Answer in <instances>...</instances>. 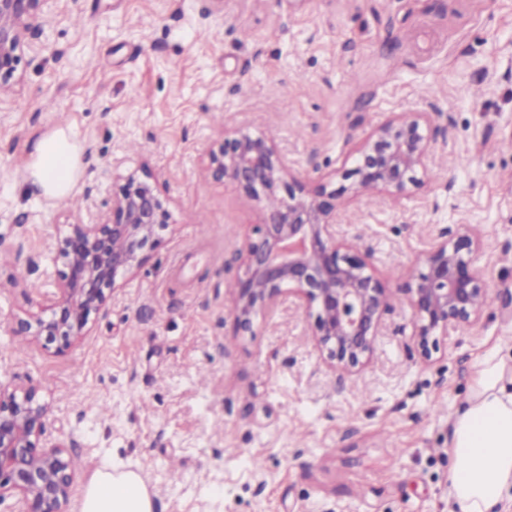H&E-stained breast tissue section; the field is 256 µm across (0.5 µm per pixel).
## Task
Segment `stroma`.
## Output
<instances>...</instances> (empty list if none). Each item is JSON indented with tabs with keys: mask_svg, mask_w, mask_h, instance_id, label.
<instances>
[{
	"mask_svg": "<svg viewBox=\"0 0 512 512\" xmlns=\"http://www.w3.org/2000/svg\"><path fill=\"white\" fill-rule=\"evenodd\" d=\"M43 17L0 98V374L38 389L79 488L110 459L140 473L154 512H450L449 419L477 359L512 349V0H51ZM424 110L428 176L337 202L338 234L389 288L370 363L329 369L293 297L239 330L237 251L265 211L204 173L207 149L244 127L313 181ZM60 129L82 157L64 202L29 180L35 141ZM143 164L173 203L139 273L64 353L12 335L68 213L95 223L113 172ZM461 224L491 301L427 362L407 286Z\"/></svg>",
	"mask_w": 512,
	"mask_h": 512,
	"instance_id": "1",
	"label": "stroma"
}]
</instances>
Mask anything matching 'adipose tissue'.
Wrapping results in <instances>:
<instances>
[{
  "label": "adipose tissue",
  "instance_id": "1",
  "mask_svg": "<svg viewBox=\"0 0 512 512\" xmlns=\"http://www.w3.org/2000/svg\"><path fill=\"white\" fill-rule=\"evenodd\" d=\"M76 145L65 131L38 141L30 181L53 200L77 185ZM448 493L454 512H495L512 498V355L493 348L483 354L471 392L450 421ZM80 512H152L145 484L132 471L103 468L90 479Z\"/></svg>",
  "mask_w": 512,
  "mask_h": 512
}]
</instances>
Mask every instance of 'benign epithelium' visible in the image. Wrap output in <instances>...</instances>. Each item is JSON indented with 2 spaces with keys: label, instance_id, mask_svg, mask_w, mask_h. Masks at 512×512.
I'll list each match as a JSON object with an SVG mask.
<instances>
[{
  "label": "benign epithelium",
  "instance_id": "1",
  "mask_svg": "<svg viewBox=\"0 0 512 512\" xmlns=\"http://www.w3.org/2000/svg\"><path fill=\"white\" fill-rule=\"evenodd\" d=\"M47 2L0 0V96L19 75L27 39L42 30ZM430 123L429 113L414 112L379 126L354 149V167L342 173L347 184L338 188L334 170L309 184L265 136L233 130L209 150L207 173L266 207V219L239 250L240 328L250 329L259 310L292 293L315 317L316 348L329 367L353 372L369 363L389 289L368 253L336 238V199L404 193L429 170ZM117 179L112 203L96 223L69 216L67 234L50 248V291L12 333L64 352L87 334L90 315L107 303L118 277L136 275L157 246L171 214L155 176L143 167ZM479 250L472 225L461 224L455 237L433 244L420 258L409 292L423 358L437 349L438 336L482 314L486 288L476 265ZM46 412L36 387L0 379V505L9 503V512H60L76 494L71 453L46 435Z\"/></svg>",
  "mask_w": 512,
  "mask_h": 512
}]
</instances>
